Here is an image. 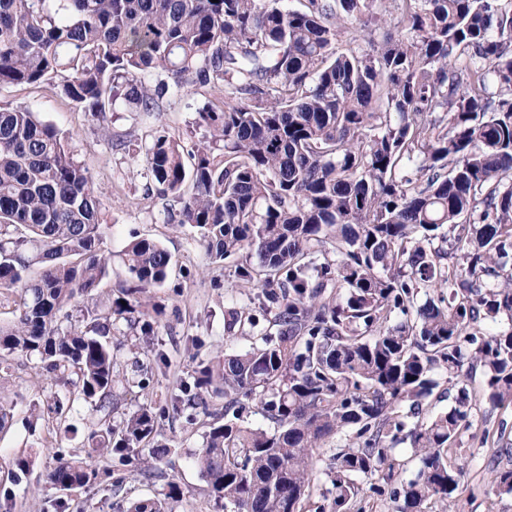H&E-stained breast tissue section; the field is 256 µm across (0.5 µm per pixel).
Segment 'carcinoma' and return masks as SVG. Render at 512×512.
<instances>
[{
  "mask_svg": "<svg viewBox=\"0 0 512 512\" xmlns=\"http://www.w3.org/2000/svg\"><path fill=\"white\" fill-rule=\"evenodd\" d=\"M372 2L0 0V88L46 82L97 119L119 89L141 112L172 86L224 89L197 109L208 140L187 151L160 133L144 169L214 261L257 255L235 273L274 312L270 332L253 310L233 311L228 328L247 325L258 341L201 362L171 397L190 422L202 392L224 387V423L210 425L195 464L231 512H304L314 454L334 437L321 512H350L361 479L392 482L401 444L420 467L390 491L400 512L450 502L464 467L448 449L474 417L473 370L490 403H512V9ZM349 29L363 43L342 49ZM103 226L92 175L55 127L27 107L0 110V289L17 311L0 325V363L35 356L100 413L88 455L141 448L158 462L171 448L155 440V408L112 416L125 375L108 335L165 284L169 253L130 242L122 295L88 312L85 329L58 328L108 273ZM164 314L152 304L141 336ZM440 373L455 394L432 414ZM248 401L274 433L244 425ZM71 409L56 392L41 415L68 434ZM46 478L72 490L112 481V467L59 455ZM491 483L512 495V468H494ZM178 496L171 484L128 512H172Z\"/></svg>",
  "mask_w": 512,
  "mask_h": 512,
  "instance_id": "cac0c4a2",
  "label": "carcinoma"
}]
</instances>
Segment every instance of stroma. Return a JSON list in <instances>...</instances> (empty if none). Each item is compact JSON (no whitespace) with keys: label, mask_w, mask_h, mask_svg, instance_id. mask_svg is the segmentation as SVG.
<instances>
[{"label":"stroma","mask_w":512,"mask_h":512,"mask_svg":"<svg viewBox=\"0 0 512 512\" xmlns=\"http://www.w3.org/2000/svg\"><path fill=\"white\" fill-rule=\"evenodd\" d=\"M223 96L217 89L189 86L169 92L155 112L138 111L119 99L104 120L96 121L54 93L50 85L0 89V109L29 107L56 128L92 174L106 222L103 248L110 253L111 263L94 295L79 299V306L102 307L119 296L128 278L123 252L132 240L154 239L171 256L166 283L151 291L155 301L165 304L167 316L148 353L152 365L149 385L141 389L124 384L118 391L124 398L122 411L146 403L166 408L159 431L172 448L160 463L158 476L151 479L144 474L143 453H129L122 461L88 457L90 465L112 466L122 477L119 494L102 486L69 491L55 488L46 480L55 462V448L86 457L83 441L97 429L100 415L77 398L71 411L75 434L63 439L50 425L30 427L31 408L43 403L55 386L40 371L37 357L11 356L0 366V398L13 409L12 421L0 432V512H127L131 502L160 496L172 482L180 489L174 512H218L194 462L210 419L202 415L196 424H187L184 415L170 412L169 396L177 380L188 378L199 362L238 352L254 342L249 328L228 329L227 312L252 307L258 288L236 277L237 257L213 263L193 229L170 220L168 211L175 203L148 191L142 155L145 145L161 130L179 138L185 148H193L205 134L196 123L197 108ZM120 140L125 143L121 149L116 146ZM469 388L477 399V413L471 429L449 452L452 461L464 465L465 476L453 501L430 499L427 512H512V496L498 495L490 479L493 466L507 463L506 458L497 456V449L512 448V404L489 403L483 374H476ZM18 457L30 462L29 472L19 480L13 477V461Z\"/></svg>","instance_id":"1"}]
</instances>
